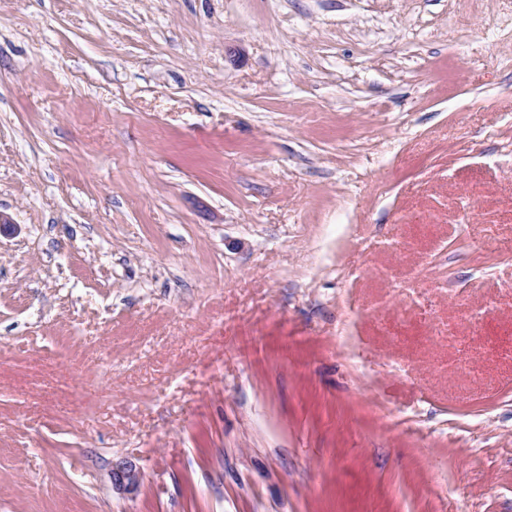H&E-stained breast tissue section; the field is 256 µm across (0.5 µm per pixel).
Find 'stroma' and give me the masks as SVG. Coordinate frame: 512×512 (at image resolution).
<instances>
[{
  "label": "stroma",
  "mask_w": 512,
  "mask_h": 512,
  "mask_svg": "<svg viewBox=\"0 0 512 512\" xmlns=\"http://www.w3.org/2000/svg\"><path fill=\"white\" fill-rule=\"evenodd\" d=\"M0 212V512H512V0H0ZM432 334L430 339L440 345L452 349L457 355V368L465 374H470L473 377L478 375V371L472 364L470 355L468 353V344L463 336L458 335L455 323L449 322L448 324L436 323L432 327ZM140 479L139 469L130 461L122 460L112 467V484L118 490L131 492L138 487Z\"/></svg>",
  "instance_id": "35a3bbf8"
}]
</instances>
